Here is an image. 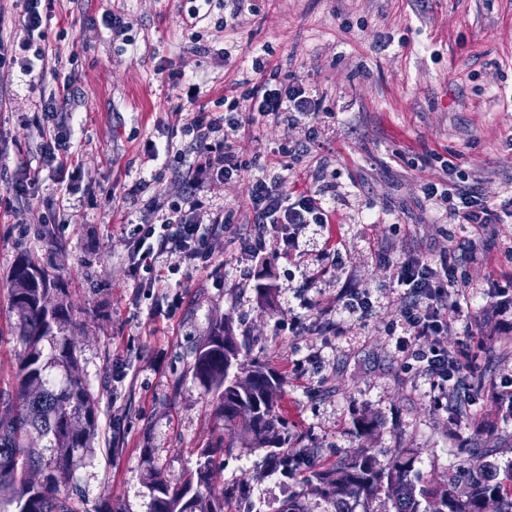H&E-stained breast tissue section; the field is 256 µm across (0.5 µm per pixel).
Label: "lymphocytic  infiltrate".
<instances>
[{
  "label": "lymphocytic infiltrate",
  "instance_id": "lymphocytic-infiltrate-1",
  "mask_svg": "<svg viewBox=\"0 0 512 512\" xmlns=\"http://www.w3.org/2000/svg\"><path fill=\"white\" fill-rule=\"evenodd\" d=\"M42 2L25 0L19 37L0 36V81L15 68L28 75L48 70L44 47L48 14ZM231 87L238 95L231 98L227 112L199 109L189 125L202 146L192 169L194 179L225 185L238 182L247 166L240 142L252 137L255 125L260 123L281 124L298 131L299 144L306 153L320 150V100L301 80L265 78L245 83L236 79ZM244 100L249 108L243 112L239 105ZM286 154L283 146L269 147L265 170L252 180L246 193V208L253 215V224L237 231L234 241L242 257L257 262L271 244L281 254H296L306 230L318 227L323 245L319 251L321 263L313 275L319 278L328 266L344 264L336 242L335 218L324 203L325 196L335 194L336 184L326 180L319 170L314 186L287 187L290 166ZM431 157L441 173L419 184L424 200L477 234L487 225L503 223V215L488 198L464 189L465 177L453 160L437 151ZM148 210L151 215L160 214V221L151 219L134 225L122 238L126 272L143 288L158 286L167 272L198 268L223 254L224 233L238 222L236 210L212 211L202 200H188L174 193L163 200L152 198ZM165 254L173 261L163 271L155 262ZM380 263L392 269L393 283L404 289L392 320L401 329L396 341L399 350L410 351L436 387L459 381L471 361V352L461 344L449 346L448 338L453 333L450 315L457 309L460 289L469 287L471 278L461 269L454 251L446 249L435 258L413 256L397 263L384 257Z\"/></svg>",
  "mask_w": 512,
  "mask_h": 512
}]
</instances>
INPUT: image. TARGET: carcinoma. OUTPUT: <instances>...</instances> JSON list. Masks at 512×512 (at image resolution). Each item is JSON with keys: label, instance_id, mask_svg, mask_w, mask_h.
Here are the masks:
<instances>
[{"label": "carcinoma", "instance_id": "obj_1", "mask_svg": "<svg viewBox=\"0 0 512 512\" xmlns=\"http://www.w3.org/2000/svg\"><path fill=\"white\" fill-rule=\"evenodd\" d=\"M10 279L21 350L18 403L0 402V494L8 495L14 512H71L61 496L62 482L75 454L91 447L97 431L95 400L78 365L81 325L63 301L65 289L28 257L19 259ZM44 341L52 342L48 355ZM240 355L241 347L223 328L195 352L192 378L217 392L215 414L224 421V434L201 450L196 470L184 480L153 481L152 512H224L228 490L215 489L212 462L229 447L237 429L265 449L267 461L288 464L287 424L275 406L282 379L256 360L240 376ZM53 367L65 371L63 383L52 380ZM43 440L57 448L49 461L39 451ZM414 467L415 458L406 451L383 463L372 449L361 446L336 457L327 468L313 469L310 491L330 512H357L361 504L381 496L391 501L392 512H512V483L499 477L483 453L472 452L461 461L468 475L462 492L456 472L441 484L417 485Z\"/></svg>", "mask_w": 512, "mask_h": 512}]
</instances>
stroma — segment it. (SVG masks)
Returning a JSON list of instances; mask_svg holds the SVG:
<instances>
[{
    "label": "stroma",
    "mask_w": 512,
    "mask_h": 512,
    "mask_svg": "<svg viewBox=\"0 0 512 512\" xmlns=\"http://www.w3.org/2000/svg\"><path fill=\"white\" fill-rule=\"evenodd\" d=\"M256 9L230 18L206 0V20L186 31L187 0H55L45 44L60 59L57 72L14 71L0 85V205L25 207L11 184L35 177L36 209L66 207L69 224L14 223L0 216V393L15 395L19 315L9 272L20 256L46 268L66 290L82 324L79 366L96 399L97 436L75 457L64 480L74 512H150L151 481L176 483L196 468L199 454L221 430L213 394L190 373L195 351L220 326L249 340V359L282 379L276 410L288 424L290 445L310 449L318 466L363 445L380 461L397 450L413 453L415 470L444 482L466 450L489 454L500 471L512 466V414L494 396L512 375V335L473 344L466 394L474 403L442 426L449 399L434 389L417 363L398 351L386 325L402 294L379 257L456 252L473 277L459 295L457 333L467 322L489 324L483 269L512 275V223L488 225L473 236L417 190L431 177L430 150L448 155L469 173V190L494 203L512 197V0H256ZM113 9L133 23L132 44L113 41L102 22ZM227 27H220V20ZM267 56L280 78L306 80L328 116L322 156L338 188L325 203L336 212L344 271L309 283L322 238L307 231L300 258L268 253L266 267L237 259L234 247L204 269L180 271L169 285L139 297L124 274L119 238L124 224L144 222L149 197L178 191L210 208H241L246 188L260 176L269 142L283 127L263 124L245 145L250 166L239 183H194L197 154L183 133L200 106L213 104L232 79L254 77L256 57ZM180 75L171 87L168 72ZM197 84L190 103L180 88ZM54 99L57 122L79 158L82 177L61 191L36 151L46 121L41 103ZM154 143L157 160L144 144ZM179 148L181 158L166 154ZM137 201L113 200V190L136 184ZM271 284L267 296L256 286ZM368 286L376 313L323 331L317 311L301 297L331 301L342 288ZM127 376L113 385L116 366ZM372 421L357 435V421ZM265 451L237 435L217 458V487L235 484L242 466L262 470ZM308 466L249 480L228 498L227 512H277L299 498L308 512L326 504L308 494Z\"/></svg>",
    "instance_id": "obj_1"
}]
</instances>
